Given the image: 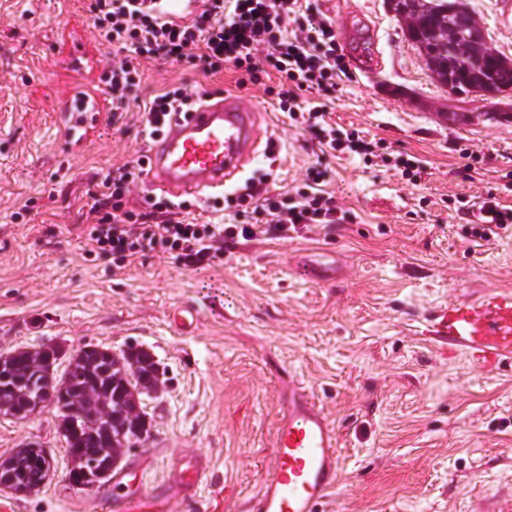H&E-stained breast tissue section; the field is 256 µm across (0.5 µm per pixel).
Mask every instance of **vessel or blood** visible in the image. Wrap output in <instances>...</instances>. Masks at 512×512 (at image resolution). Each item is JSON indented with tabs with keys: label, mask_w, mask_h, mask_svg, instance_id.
Returning a JSON list of instances; mask_svg holds the SVG:
<instances>
[{
	"label": "vessel or blood",
	"mask_w": 512,
	"mask_h": 512,
	"mask_svg": "<svg viewBox=\"0 0 512 512\" xmlns=\"http://www.w3.org/2000/svg\"><path fill=\"white\" fill-rule=\"evenodd\" d=\"M261 114L237 95H217L186 117L173 119L145 152L146 185L169 195L220 193L254 157ZM311 283H332L337 270L305 256L298 267ZM169 324L193 333L197 313L179 306ZM432 333L449 351H461L479 367L512 360V290L487 288L477 297L448 303L436 313ZM273 453L248 512H321L341 471L338 434L304 388L289 391L273 436Z\"/></svg>",
	"instance_id": "obj_1"
}]
</instances>
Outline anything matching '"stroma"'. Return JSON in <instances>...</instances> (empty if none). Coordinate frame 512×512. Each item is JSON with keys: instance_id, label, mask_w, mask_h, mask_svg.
<instances>
[{"instance_id": "35a3bbf8", "label": "stroma", "mask_w": 512, "mask_h": 512, "mask_svg": "<svg viewBox=\"0 0 512 512\" xmlns=\"http://www.w3.org/2000/svg\"><path fill=\"white\" fill-rule=\"evenodd\" d=\"M489 42L512 59V0H467ZM91 0H0V355L55 346L60 363L94 344L149 351L162 390L142 406L148 443L126 454L114 483L143 512H246L272 452L280 398L300 379L336 427L342 470L324 512H490L512 498V361L486 371L427 331L441 305L488 287L512 289V228L476 245L468 207L487 193L512 207V117L505 99L450 96L433 79L385 0H310L336 24L374 41L375 66L338 79L337 127L372 142L370 161L327 157V188L351 224L306 237L243 240L222 265L193 271L169 255L125 267L91 253L80 235L87 192L148 140L139 112L86 121L81 147L60 132L72 88L104 102L98 78L112 57L92 25ZM141 100L166 86L235 91L261 114L247 177L273 171L271 193L300 182L315 161L307 132L277 110L263 86L237 88L232 71L144 60ZM426 163L418 180L394 164ZM30 212H23L25 202ZM336 255L343 279L296 275L309 250ZM195 307L190 335L171 309ZM59 413L0 415V458L28 441L53 472L36 493L0 490L12 512H97L111 485H69ZM209 467L194 502L172 496L186 463Z\"/></svg>"}]
</instances>
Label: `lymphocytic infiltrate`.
<instances>
[{"label":"lymphocytic infiltrate","mask_w":512,"mask_h":512,"mask_svg":"<svg viewBox=\"0 0 512 512\" xmlns=\"http://www.w3.org/2000/svg\"><path fill=\"white\" fill-rule=\"evenodd\" d=\"M91 19L112 48V59L99 77L112 123H119L137 100L138 59H159L187 63L210 76L233 69L240 87L277 77L267 94L275 96L291 120L302 121L319 146L360 156L372 153L369 142L326 119L336 76L347 66L333 20L303 9L300 0H198L196 10L177 24L157 11L155 0H92ZM311 90L318 101L304 99V92ZM207 95L204 89L167 88L143 107L145 133L156 136L163 121L198 107ZM144 164L140 157L112 168L90 194L89 222L82 233L93 251L111 256L119 267L162 252L183 267L206 269L222 265L225 253L241 239H287L320 224L354 220L326 190V169L319 161L288 193L269 194L263 175L250 178L242 191L225 194L224 207L234 217L230 224L181 221L187 202L167 196L150 198L142 210L131 206L129 198L143 178ZM511 226L512 207L490 193L478 205L471 235L487 242Z\"/></svg>","instance_id":"lymphocytic-infiltrate-1"}]
</instances>
